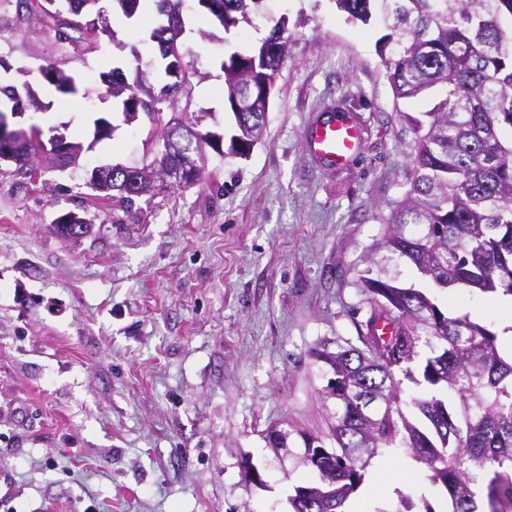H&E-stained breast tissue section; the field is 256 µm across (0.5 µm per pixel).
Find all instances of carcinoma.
Listing matches in <instances>:
<instances>
[{"mask_svg":"<svg viewBox=\"0 0 512 512\" xmlns=\"http://www.w3.org/2000/svg\"><path fill=\"white\" fill-rule=\"evenodd\" d=\"M87 0H17L10 30L27 34L37 23L64 56L43 60L41 79L65 96L79 93L69 65L85 61L105 39L114 40L110 6L87 24ZM127 18L142 13L146 0H110ZM352 22H382L387 34L379 51L398 99H419L442 86L445 97L416 121L415 157L408 189L393 210L382 247L370 253L360 276L369 306L361 322V346L322 347L314 352L324 366L326 385L320 398L328 433L268 428L266 447L297 435L303 452L296 464L309 467L318 482L294 488L292 512H346L350 499L367 480L377 455L401 448L423 465L429 481L445 494L449 512H512V357L500 352L498 334L470 319L450 317L433 297L415 285L405 286L389 265H412L430 288L476 289L512 295V37L502 20L512 18V0H335ZM224 7V32L250 24L261 15L263 0H218ZM268 34L249 53L233 52L220 65L225 107L235 119L229 146L244 130L261 138L265 113L236 109L235 101L263 89L265 77L279 71L288 18H266ZM194 62L173 84L172 96L155 99L146 71L120 68L100 73L105 96L121 105L124 122L145 116L152 125L155 150L147 166L184 168L187 157L167 150L166 115L185 113L187 123L206 117L190 111L179 94L190 93ZM3 113L41 111L38 93L25 80L0 86ZM43 132L32 127L17 133L0 124V142L14 143V175L32 183L51 168H66L83 150L70 142L69 157L39 153ZM94 197L115 199L129 215L142 199L172 187L154 180L129 191L124 180L101 172L88 183ZM427 349L416 378L411 364ZM403 378H397V374ZM423 384L426 392L405 398L402 380ZM379 408L373 421L362 415L368 403ZM408 406L407 416L402 406ZM330 440L334 447L325 446ZM484 485L485 510H479L475 486ZM375 512H435L429 501L400 490Z\"/></svg>","mask_w":512,"mask_h":512,"instance_id":"carcinoma-1","label":"carcinoma"}]
</instances>
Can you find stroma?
<instances>
[{"instance_id":"stroma-1","label":"stroma","mask_w":512,"mask_h":512,"mask_svg":"<svg viewBox=\"0 0 512 512\" xmlns=\"http://www.w3.org/2000/svg\"><path fill=\"white\" fill-rule=\"evenodd\" d=\"M265 18L233 35L185 8V47L196 59L191 109L231 133L225 54L246 51L267 18L287 16L291 56L275 78L266 129L244 158L210 154L196 185L143 204L137 217L85 186L94 167L142 164L153 131L125 123L100 98L104 68L149 67L155 14L111 22L126 50L102 43L71 65L68 98L33 69L60 56L33 28L0 33V54L47 108L16 124L59 128L84 145L78 166L36 183L0 164V512H291L310 468L266 447L269 426L326 434L315 349L357 345L367 306L358 279L407 189L414 123L445 95L396 99L378 52L384 28L349 22L335 0H264ZM346 113L361 153L330 171L313 161L306 130L323 112ZM106 118L110 137L95 139ZM92 230L73 239L54 224L68 213ZM250 456L266 487L246 483ZM382 488L445 500L423 467L399 452L369 467Z\"/></svg>"}]
</instances>
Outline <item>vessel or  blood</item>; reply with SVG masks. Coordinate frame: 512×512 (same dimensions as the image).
<instances>
[{"instance_id": "vessel-or-blood-1", "label": "vessel or blood", "mask_w": 512, "mask_h": 512, "mask_svg": "<svg viewBox=\"0 0 512 512\" xmlns=\"http://www.w3.org/2000/svg\"><path fill=\"white\" fill-rule=\"evenodd\" d=\"M306 143L310 156L330 170L348 166L361 149L357 125L350 118L333 112L324 113L308 127Z\"/></svg>"}]
</instances>
